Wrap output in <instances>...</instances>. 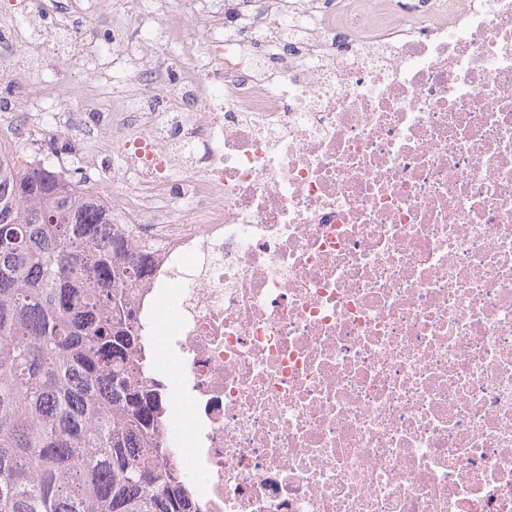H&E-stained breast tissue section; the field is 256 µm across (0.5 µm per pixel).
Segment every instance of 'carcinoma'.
<instances>
[{
  "mask_svg": "<svg viewBox=\"0 0 512 512\" xmlns=\"http://www.w3.org/2000/svg\"><path fill=\"white\" fill-rule=\"evenodd\" d=\"M112 209L0 153V512H196L165 462V405Z\"/></svg>",
  "mask_w": 512,
  "mask_h": 512,
  "instance_id": "1",
  "label": "carcinoma"
}]
</instances>
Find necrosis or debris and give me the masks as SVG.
I'll return each mask as SVG.
<instances>
[{
  "label": "necrosis or debris",
  "mask_w": 512,
  "mask_h": 512,
  "mask_svg": "<svg viewBox=\"0 0 512 512\" xmlns=\"http://www.w3.org/2000/svg\"><path fill=\"white\" fill-rule=\"evenodd\" d=\"M89 11L105 55L38 0L0 75L108 65L111 103L0 111L121 157L98 194L200 512H512V0Z\"/></svg>",
  "instance_id": "4bbe7bcc"
}]
</instances>
